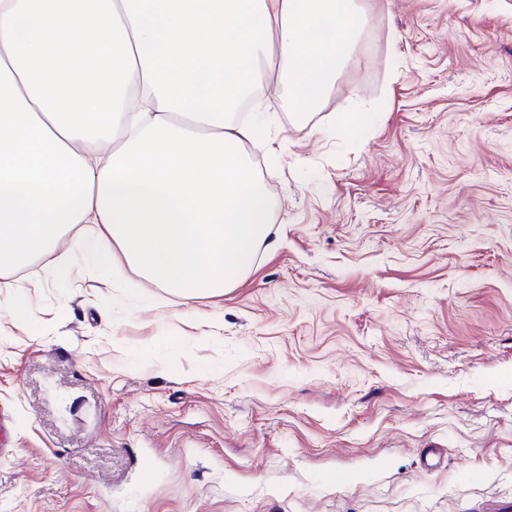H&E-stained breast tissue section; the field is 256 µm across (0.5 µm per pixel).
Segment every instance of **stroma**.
I'll list each match as a JSON object with an SVG mask.
<instances>
[{
	"label": "stroma",
	"mask_w": 512,
	"mask_h": 512,
	"mask_svg": "<svg viewBox=\"0 0 512 512\" xmlns=\"http://www.w3.org/2000/svg\"><path fill=\"white\" fill-rule=\"evenodd\" d=\"M370 2L311 111L261 75L236 287L0 288V512H512V0Z\"/></svg>",
	"instance_id": "obj_1"
}]
</instances>
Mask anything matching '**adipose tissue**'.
<instances>
[{
    "instance_id": "ef3b65f1",
    "label": "adipose tissue",
    "mask_w": 512,
    "mask_h": 512,
    "mask_svg": "<svg viewBox=\"0 0 512 512\" xmlns=\"http://www.w3.org/2000/svg\"><path fill=\"white\" fill-rule=\"evenodd\" d=\"M354 0H0V278L123 258L190 301L224 294L271 234L233 120L259 70L300 109L347 65Z\"/></svg>"
}]
</instances>
